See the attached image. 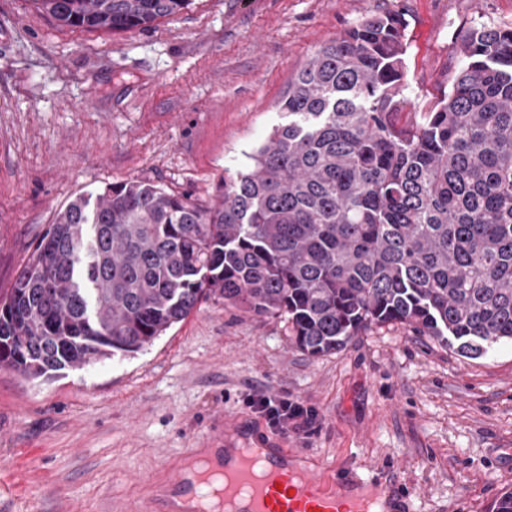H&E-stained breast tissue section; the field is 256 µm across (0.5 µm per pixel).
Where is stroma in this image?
Segmentation results:
<instances>
[{"instance_id":"obj_1","label":"stroma","mask_w":512,"mask_h":512,"mask_svg":"<svg viewBox=\"0 0 512 512\" xmlns=\"http://www.w3.org/2000/svg\"><path fill=\"white\" fill-rule=\"evenodd\" d=\"M389 10L406 22L402 124L447 89L462 31L512 27V0H191L104 33L0 0V295L78 195L137 180L215 204L313 53ZM256 391L317 410L289 447L395 467L411 512H488L512 489L511 342L471 359L387 324L313 358L284 319L209 300L132 356L51 380L0 368V512H145L205 434L266 431Z\"/></svg>"}]
</instances>
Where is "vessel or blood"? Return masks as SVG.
Wrapping results in <instances>:
<instances>
[{"label": "vessel or blood", "instance_id": "1", "mask_svg": "<svg viewBox=\"0 0 512 512\" xmlns=\"http://www.w3.org/2000/svg\"><path fill=\"white\" fill-rule=\"evenodd\" d=\"M195 454L185 449L172 468L155 512H194L198 486L186 462ZM210 455L222 477L226 499L236 512H409V493L400 491L393 474L376 469L366 478L349 474L327 482L329 463L309 465V453L270 445L264 436L250 448L232 454L224 448Z\"/></svg>", "mask_w": 512, "mask_h": 512}]
</instances>
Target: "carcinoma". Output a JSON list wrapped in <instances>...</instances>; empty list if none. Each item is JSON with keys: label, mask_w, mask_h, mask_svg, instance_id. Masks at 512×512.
<instances>
[{"label": "carcinoma", "mask_w": 512, "mask_h": 512, "mask_svg": "<svg viewBox=\"0 0 512 512\" xmlns=\"http://www.w3.org/2000/svg\"><path fill=\"white\" fill-rule=\"evenodd\" d=\"M34 3L120 32L190 0ZM404 29L388 11L321 45L213 206L135 180L71 200L0 297V368L137 353L210 298L284 319L314 358L386 323L468 358L512 341V28L463 32L450 89L401 125Z\"/></svg>", "instance_id": "1"}]
</instances>
